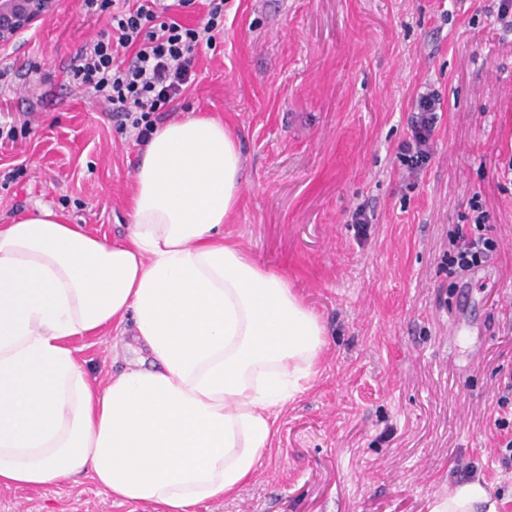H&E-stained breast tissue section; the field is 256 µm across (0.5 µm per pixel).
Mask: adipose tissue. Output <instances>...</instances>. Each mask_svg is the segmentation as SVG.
Masks as SVG:
<instances>
[{"mask_svg": "<svg viewBox=\"0 0 512 512\" xmlns=\"http://www.w3.org/2000/svg\"><path fill=\"white\" fill-rule=\"evenodd\" d=\"M242 149L222 120L154 130L113 241L39 205L0 225V488L91 475L119 502L193 512L260 466L325 333L287 279L224 235ZM131 325L139 357L95 387L68 341ZM484 481L427 512H501Z\"/></svg>", "mask_w": 512, "mask_h": 512, "instance_id": "adipose-tissue-1", "label": "adipose tissue"}]
</instances>
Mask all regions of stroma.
Listing matches in <instances>:
<instances>
[{"label": "stroma", "instance_id": "35a3bbf8", "mask_svg": "<svg viewBox=\"0 0 512 512\" xmlns=\"http://www.w3.org/2000/svg\"><path fill=\"white\" fill-rule=\"evenodd\" d=\"M499 0H227L224 33L196 58V81L167 121L211 115L240 138L241 201L224 227L285 276L325 329L320 373L280 414L263 465L198 512H426L479 478L512 512V468L493 426L512 371V32ZM108 14L61 0L0 50L11 84L0 123V224L44 202L109 240L131 221L142 156L65 70ZM443 102L432 158L408 177L398 158L413 97ZM480 194L499 247L469 277L439 273L448 232ZM367 205L358 232L351 216ZM466 328L456 343L448 329ZM108 325L73 339L105 386ZM0 512H162L114 501L90 475L0 489Z\"/></svg>", "mask_w": 512, "mask_h": 512}]
</instances>
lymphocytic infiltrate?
Here are the masks:
<instances>
[{"instance_id": "obj_1", "label": "lymphocytic infiltrate", "mask_w": 512, "mask_h": 512, "mask_svg": "<svg viewBox=\"0 0 512 512\" xmlns=\"http://www.w3.org/2000/svg\"><path fill=\"white\" fill-rule=\"evenodd\" d=\"M198 0H123L112 13L109 30L87 41L68 73L79 88L92 94L119 127L136 131L146 141L154 131V116L169 112L191 87L196 53L212 45L224 31V0H205V21L195 27L183 24V13ZM443 116L440 95L432 89L419 92L412 104L409 135L399 157L409 174H417L430 160L432 142ZM469 223L448 233V248L438 267L455 278L481 266L498 248L488 234V214L480 197L468 203Z\"/></svg>"}]
</instances>
